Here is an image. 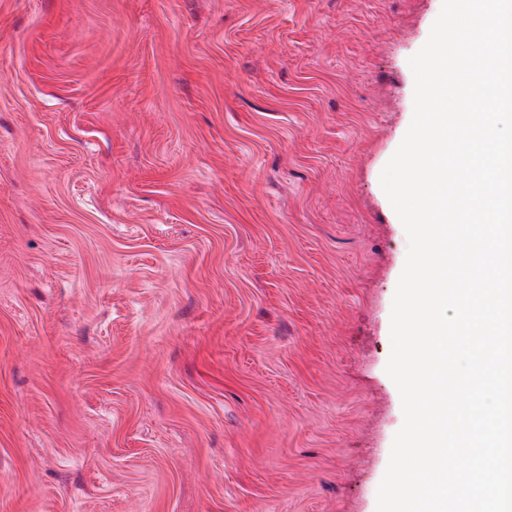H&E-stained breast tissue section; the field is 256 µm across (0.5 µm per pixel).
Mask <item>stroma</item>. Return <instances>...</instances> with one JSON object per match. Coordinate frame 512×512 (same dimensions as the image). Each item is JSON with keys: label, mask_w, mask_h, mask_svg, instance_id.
<instances>
[{"label": "stroma", "mask_w": 512, "mask_h": 512, "mask_svg": "<svg viewBox=\"0 0 512 512\" xmlns=\"http://www.w3.org/2000/svg\"><path fill=\"white\" fill-rule=\"evenodd\" d=\"M442 0H0V512H376Z\"/></svg>", "instance_id": "stroma-1"}]
</instances>
